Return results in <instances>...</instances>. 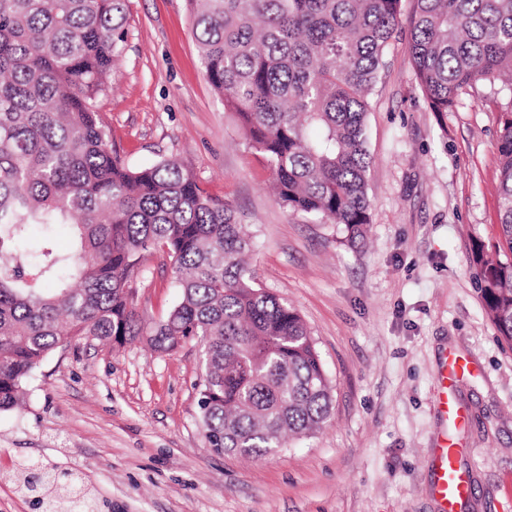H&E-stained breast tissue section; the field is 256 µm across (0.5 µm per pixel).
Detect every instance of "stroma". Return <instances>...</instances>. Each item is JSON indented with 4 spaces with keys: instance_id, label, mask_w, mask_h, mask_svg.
Wrapping results in <instances>:
<instances>
[{
    "instance_id": "obj_1",
    "label": "stroma",
    "mask_w": 512,
    "mask_h": 512,
    "mask_svg": "<svg viewBox=\"0 0 512 512\" xmlns=\"http://www.w3.org/2000/svg\"><path fill=\"white\" fill-rule=\"evenodd\" d=\"M128 43L101 97L112 147L139 168L173 158L254 235L257 281L294 306L333 382L325 428L257 459L215 455L198 424L200 348L88 339L46 358L22 410L0 413V512H39L24 468L68 469L99 512H437L430 448L439 357L472 365L467 412L448 435L473 495L461 512L512 501V351L485 316L471 254L498 213V119L512 93L480 81L431 111L407 52L415 0L385 50L366 117L371 222L364 245L274 200L270 172L209 84L186 0H128ZM151 328L177 301L155 254L133 282Z\"/></svg>"
}]
</instances>
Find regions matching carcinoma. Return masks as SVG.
Wrapping results in <instances>:
<instances>
[{
	"label": "carcinoma",
	"mask_w": 512,
	"mask_h": 512,
	"mask_svg": "<svg viewBox=\"0 0 512 512\" xmlns=\"http://www.w3.org/2000/svg\"><path fill=\"white\" fill-rule=\"evenodd\" d=\"M205 74L279 204L363 242L369 95L401 0H187ZM127 0H0V412L54 351L137 337L161 353L202 345L200 427L215 452L263 457L310 438L332 386L298 311L249 263L253 235L175 159L133 170L97 102L128 42ZM408 52L431 111L501 81L512 93V0H416ZM498 238L475 241L484 312L512 349V109L499 115ZM70 229L73 249L50 234ZM44 238L29 246L31 230ZM169 258L179 301L149 332L131 279ZM46 512L94 504L75 475L41 488Z\"/></svg>",
	"instance_id": "cac0c4a2"
}]
</instances>
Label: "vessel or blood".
Returning a JSON list of instances; mask_svg holds the SVG:
<instances>
[{
	"label": "vessel or blood",
	"instance_id": "obj_1",
	"mask_svg": "<svg viewBox=\"0 0 512 512\" xmlns=\"http://www.w3.org/2000/svg\"><path fill=\"white\" fill-rule=\"evenodd\" d=\"M469 371V364L460 357L443 354L436 378L435 403L441 418L452 420L457 426L464 425L466 415L454 392ZM461 455V448L449 441L447 429H440L439 440L432 450L433 493L438 512H457L470 493V478L460 465Z\"/></svg>",
	"mask_w": 512,
	"mask_h": 512
}]
</instances>
